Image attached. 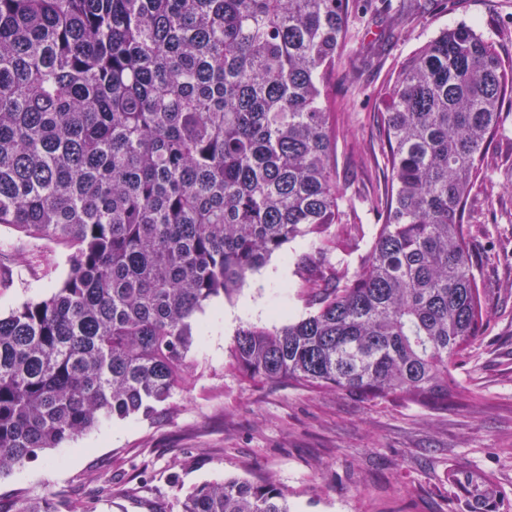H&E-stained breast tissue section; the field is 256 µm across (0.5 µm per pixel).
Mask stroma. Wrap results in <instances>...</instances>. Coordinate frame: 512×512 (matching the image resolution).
<instances>
[{
  "label": "stroma",
  "mask_w": 512,
  "mask_h": 512,
  "mask_svg": "<svg viewBox=\"0 0 512 512\" xmlns=\"http://www.w3.org/2000/svg\"><path fill=\"white\" fill-rule=\"evenodd\" d=\"M478 27L512 59V0H369L353 15L331 99L339 112L337 158L344 204L365 235L384 190L378 92L400 62L444 26ZM493 162L472 189L464 223L490 317L455 377L461 403L432 409L298 385L253 382L233 367L238 329L278 328L308 313L305 274L294 263L310 240L286 244L231 297L197 317L191 367L167 410L101 424L0 476V512L21 497L61 493L97 512H178L193 486L230 477L273 478L292 512H505L512 507V103H505ZM0 274L18 257L29 271L0 285V313L47 295L67 252L0 228ZM467 470L492 480L488 507L449 483Z\"/></svg>",
  "instance_id": "stroma-1"
}]
</instances>
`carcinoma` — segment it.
I'll list each match as a JSON object with an SVG mask.
<instances>
[{"mask_svg": "<svg viewBox=\"0 0 512 512\" xmlns=\"http://www.w3.org/2000/svg\"><path fill=\"white\" fill-rule=\"evenodd\" d=\"M359 3L0 0V227L68 251L50 295L0 314V475L165 408L197 313L297 237L312 240L297 261L310 311L241 327L242 375L457 403L453 372L490 316L464 209L512 60L461 23L394 70L377 113L387 188L363 251L328 96ZM64 507L50 492L14 512ZM180 512L291 510L269 478H226Z\"/></svg>", "mask_w": 512, "mask_h": 512, "instance_id": "cac0c4a2", "label": "carcinoma"}]
</instances>
